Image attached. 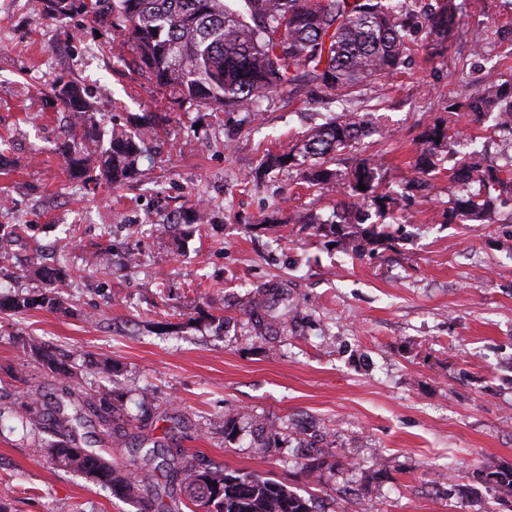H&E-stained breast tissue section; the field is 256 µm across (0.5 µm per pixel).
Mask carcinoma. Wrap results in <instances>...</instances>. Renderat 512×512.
<instances>
[{"instance_id": "cac0c4a2", "label": "carcinoma", "mask_w": 512, "mask_h": 512, "mask_svg": "<svg viewBox=\"0 0 512 512\" xmlns=\"http://www.w3.org/2000/svg\"><path fill=\"white\" fill-rule=\"evenodd\" d=\"M51 18L80 15L116 30L128 31L138 70L171 90L172 95L202 108L248 110L285 87L300 81L316 84L339 99L353 96L375 79L399 73L409 50L410 37L422 17L426 36L444 46L455 34L458 6L455 0H436L417 8L414 0H41ZM55 95L70 112L73 129L61 141L70 176L84 184L128 186L135 179L139 158L149 148L152 118L135 131L112 126L105 130L86 88L69 82ZM463 110L475 120L488 114L504 127L512 116V80L489 81L448 111ZM372 130L367 116L342 113L333 121L314 126L297 150L281 154L265 150L266 170L288 167L298 159L314 160L303 171L312 186L348 181L355 201L343 204L329 231L352 244L360 254L365 246L393 239L378 224H370L369 209L384 210L396 203L377 191L374 167L359 160L348 173L327 167L330 154L343 152ZM460 144L450 128L435 124L421 135L422 150L416 162L423 175L410 184L428 187L425 177L437 170L438 148L453 150ZM478 152L461 156L448 178L456 183L480 185L479 192L455 199L448 207V222L457 219L484 222L497 204L512 201V170H502L477 160ZM365 189H359V184ZM35 274L45 292L34 296L14 293L0 296V309L22 313L34 308L63 309L62 290L69 287L63 268H41ZM288 299L278 286H266L248 300L243 313L260 341L273 339L280 324L273 315ZM42 366L67 377L65 362L54 351L34 348ZM108 404L84 398L72 386L62 389L49 411L26 407L25 423L43 429L53 439L46 442L51 462L67 471L91 477L122 499L132 500L138 512H170L153 487L148 471L118 467L90 448L76 453L78 429L90 416L109 424ZM156 468L180 482L186 498L202 503L208 512H318L314 501L298 495L278 481L252 473L226 472L196 465L182 453H168ZM486 487L512 489V464L485 462L472 472Z\"/></svg>"}]
</instances>
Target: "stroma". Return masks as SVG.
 <instances>
[{
  "label": "stroma",
  "mask_w": 512,
  "mask_h": 512,
  "mask_svg": "<svg viewBox=\"0 0 512 512\" xmlns=\"http://www.w3.org/2000/svg\"><path fill=\"white\" fill-rule=\"evenodd\" d=\"M458 7L446 50L416 33L406 69L345 107L379 132L331 168L370 159L397 199L371 216L397 241L356 255L322 231L347 189L308 186L297 166L258 170L264 149L290 150L345 109L333 94L303 83L250 112L202 109L132 71L126 32L0 0V224L35 227L31 239H0V294L42 292L33 269L61 258L72 280L68 313L0 311V512L137 510L55 467L45 435L23 429L26 404L59 395L36 346L64 353L76 390L110 396L124 434L94 421L81 444L113 462L179 447L275 478L318 512H512V491L468 480L483 459L512 463V204L482 224L449 222L463 189L447 154L428 188L405 191L420 136L437 122L472 138L487 163L507 162V132L489 118L451 119L448 102L512 78V46L498 37L512 28V0ZM61 81L90 90L105 126L132 130L157 114L134 186L70 178L59 151L68 118L53 95ZM199 201L208 221L177 252L167 225ZM299 212L317 226L296 223ZM106 242L114 255L102 272L90 257ZM278 279L296 317L272 346L251 338L242 309ZM311 448L325 461L318 480L302 471Z\"/></svg>",
  "instance_id": "35a3bbf8"
}]
</instances>
